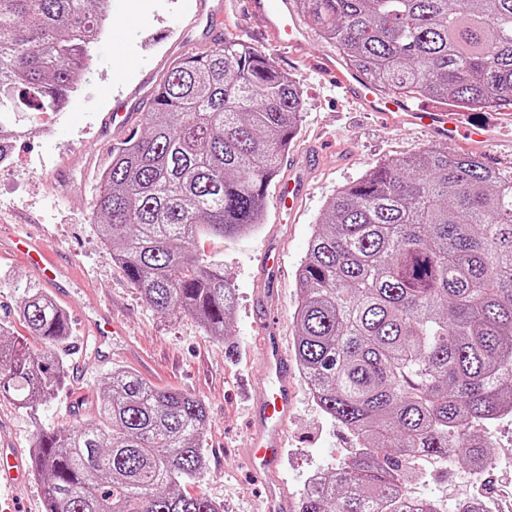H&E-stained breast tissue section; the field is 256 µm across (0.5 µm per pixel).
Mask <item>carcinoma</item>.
Instances as JSON below:
<instances>
[{"label": "carcinoma", "mask_w": 512, "mask_h": 512, "mask_svg": "<svg viewBox=\"0 0 512 512\" xmlns=\"http://www.w3.org/2000/svg\"><path fill=\"white\" fill-rule=\"evenodd\" d=\"M366 80L471 111L512 109V0H295ZM108 0H0L3 117L59 112L78 90ZM303 111L293 79L229 38L179 59L112 148L96 229L154 310L228 339L236 288L200 258L202 235L261 224ZM295 359L321 412L355 450L307 482L296 512L416 508L394 474L409 457L489 460L485 427L512 415V171L431 146L376 165L326 203L296 273ZM0 319V396L49 403L66 379L64 310L29 293ZM207 409L116 368L97 417L37 430L30 456L46 512H224L179 490L205 466Z\"/></svg>", "instance_id": "obj_1"}]
</instances>
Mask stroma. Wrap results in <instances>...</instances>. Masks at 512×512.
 Returning <instances> with one entry per match:
<instances>
[{
    "label": "stroma",
    "instance_id": "35a3bbf8",
    "mask_svg": "<svg viewBox=\"0 0 512 512\" xmlns=\"http://www.w3.org/2000/svg\"><path fill=\"white\" fill-rule=\"evenodd\" d=\"M188 2L110 0V18L91 49L79 92L62 111L53 113L48 135L35 133L16 142L13 165L0 173V318L10 321L13 335L24 336L15 310L25 292L43 288L24 261L2 245L9 231L49 242L70 285L79 291L78 305L63 306L71 331L65 353L69 377L56 398L34 412L0 399V457L28 459L38 428L90 420L112 369L123 367L154 386L192 394L207 407L205 467L185 485V492L223 504L224 512H260L267 484L298 500L308 473L343 458L349 437L319 410L302 376H295L298 397L287 423L283 463L266 481L247 472L242 450L248 445V420L263 396L255 357L257 315L264 309L274 315L286 348H293L296 271L327 200L377 163L419 152L433 139L422 129L392 127L357 110L308 63L289 62L256 21L233 16L227 37L271 57L300 89L303 112L288 154L304 163L298 171L304 191L295 216L287 222H280L270 206L258 231L239 238L205 236L197 244L199 255L219 264L236 288L232 340L238 354L227 358L223 342L205 336L193 318L155 311L115 263L111 246L102 242L93 224L98 176L112 160V146L99 139V127L115 104L120 83L138 84L145 70L152 82H159L180 58L179 37L191 23L185 13ZM139 27L164 30L165 37L141 44L135 34ZM474 116L493 124L496 138L478 144L463 139L451 145V152L475 150L488 164L511 169L512 109L478 110ZM76 156L82 162L75 165L71 183L54 186L52 171ZM271 242L284 260L274 281L259 265L260 253ZM101 307L110 308L125 329L124 335L115 337L112 359L104 364L84 352L90 328L86 316ZM467 474L456 462L420 474L409 483V492L444 498L448 512H453L457 500L470 490Z\"/></svg>",
    "mask_w": 512,
    "mask_h": 512
}]
</instances>
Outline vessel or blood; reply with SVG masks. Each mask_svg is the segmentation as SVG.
<instances>
[{
	"mask_svg": "<svg viewBox=\"0 0 512 512\" xmlns=\"http://www.w3.org/2000/svg\"><path fill=\"white\" fill-rule=\"evenodd\" d=\"M244 5L246 12L257 18L266 37L275 46L287 50L295 59H303L307 52V33L298 23L292 0H192L190 9L195 21L204 22L209 39L222 41L224 18L228 8ZM315 71L328 79L357 108L371 112L396 126L416 125L430 131L441 141L455 138L458 119L443 109H422L398 97H387L367 83L357 72L344 68L337 56L321 57ZM133 116L127 112L112 111L101 125L99 135L114 140L132 132ZM10 246L35 269L44 283L64 293L55 254L45 242L28 237H12ZM94 353L109 358L111 339L120 329L110 311H99L92 324ZM259 358L262 364L260 379L272 389V395L257 407L251 418V439L244 452V461L255 474L269 476L276 472L284 450L286 423L295 404V390L291 379L292 361L281 336L270 327L260 329Z\"/></svg>",
	"mask_w": 512,
	"mask_h": 512,
	"instance_id": "obj_1",
	"label": "vessel or blood"
}]
</instances>
